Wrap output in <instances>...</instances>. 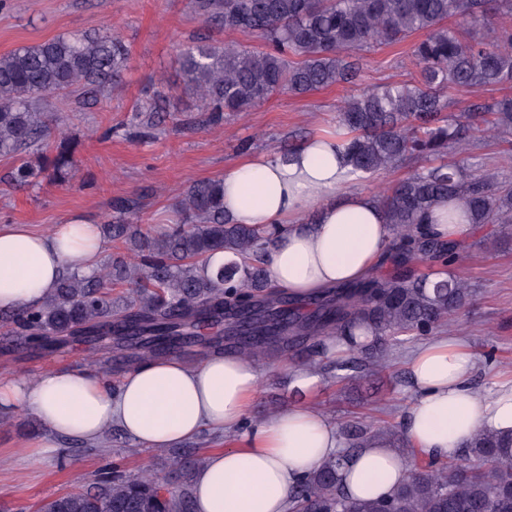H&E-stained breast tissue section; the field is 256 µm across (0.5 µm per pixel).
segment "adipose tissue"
<instances>
[{
  "instance_id": "adipose-tissue-1",
  "label": "adipose tissue",
  "mask_w": 512,
  "mask_h": 512,
  "mask_svg": "<svg viewBox=\"0 0 512 512\" xmlns=\"http://www.w3.org/2000/svg\"><path fill=\"white\" fill-rule=\"evenodd\" d=\"M224 211L238 224L280 229L269 253L272 282L297 301L357 283L378 266L388 240L386 214L373 194L354 188L342 140L319 132L288 161L269 155L225 168ZM108 244L98 225L81 218L38 231L0 225V309L39 305L66 267L97 270ZM473 356L460 336L421 345L408 369L416 399L404 432L423 457L451 458L479 432L512 431V381L490 397L474 393ZM261 371L230 351L196 361L157 357L125 371L118 383L87 371L58 369L36 378L0 379V409L37 415L49 433L95 442L119 428L142 448H173L204 429L237 435L209 452L193 479L196 512H288L297 480L336 456L335 424L302 405L246 425ZM408 465L385 442L372 440L343 473L346 492L385 496Z\"/></svg>"
}]
</instances>
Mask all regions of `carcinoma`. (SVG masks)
<instances>
[{
  "mask_svg": "<svg viewBox=\"0 0 512 512\" xmlns=\"http://www.w3.org/2000/svg\"><path fill=\"white\" fill-rule=\"evenodd\" d=\"M191 8L209 24L260 41L200 42L181 52L180 86L215 121L280 92L355 85L363 52L424 34L412 50L417 77L364 88L346 97L336 115L353 174L378 175L411 156L426 161L378 194L399 271L337 288L302 312L271 283L266 257L274 233L231 223L224 184L209 179L185 192L180 222L156 234L133 223L138 199L117 200L115 221L104 231L129 251L90 274L66 272L41 306L0 313V322L25 347L52 350L84 338L105 354L120 352L123 363L181 356L199 345L254 360L302 346L338 371L382 373L394 347L435 333L473 297L468 278L455 272L466 255L434 230L433 207L442 199L459 202L469 223L512 231V181L463 157L468 131L482 125L512 144V98L473 104L461 115L448 112L447 100L450 90L512 83V29L494 23L496 14H512V0H191ZM130 56L110 31L58 35L0 55V155L20 156L16 182L44 170L66 181L75 160L64 137L48 159L51 129L40 102L117 84ZM450 150L461 159L445 160ZM218 250L235 259L213 276L200 274V261ZM415 260L437 267L434 275L415 274L408 268ZM117 285L124 288L120 305L112 302ZM330 338L346 344L351 358L330 360ZM342 435L340 454L294 488L292 512H512V432L480 433L454 461L435 457L379 498L345 494L342 468L374 438L401 446L403 439L392 428L363 424ZM203 463L191 450L170 454L174 483L164 491L152 475L126 478L114 465L89 486L44 501L38 512H194L191 477Z\"/></svg>",
  "mask_w": 512,
  "mask_h": 512,
  "instance_id": "1",
  "label": "carcinoma"
}]
</instances>
